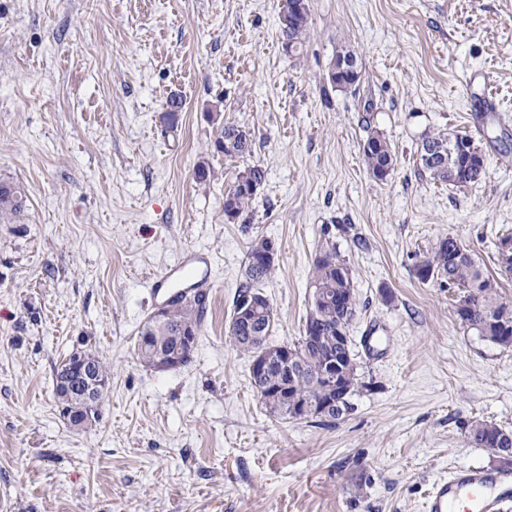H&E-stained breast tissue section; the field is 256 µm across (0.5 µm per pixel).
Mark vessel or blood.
<instances>
[{
	"mask_svg": "<svg viewBox=\"0 0 512 512\" xmlns=\"http://www.w3.org/2000/svg\"><path fill=\"white\" fill-rule=\"evenodd\" d=\"M512 499V471L463 468L436 481L425 512H501Z\"/></svg>",
	"mask_w": 512,
	"mask_h": 512,
	"instance_id": "obj_1",
	"label": "vessel or blood"
}]
</instances>
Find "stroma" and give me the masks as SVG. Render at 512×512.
<instances>
[{
    "label": "stroma",
    "mask_w": 512,
    "mask_h": 512,
    "mask_svg": "<svg viewBox=\"0 0 512 512\" xmlns=\"http://www.w3.org/2000/svg\"><path fill=\"white\" fill-rule=\"evenodd\" d=\"M282 7L0 0V179L28 191L0 223V512H422L449 471L496 468L464 425L512 431V348L463 326L414 266L451 235L512 298L497 264L512 236V0H309L296 55ZM345 48L362 76L339 88L328 72ZM489 93L497 111L476 117ZM225 123L250 132V155L217 149ZM437 131L481 146V181L430 179L419 152ZM376 132L396 158L382 181L362 156ZM254 165L265 181L227 220L224 196ZM258 238L277 251L260 284L273 345L302 335L319 254L334 244L350 264L366 387L342 419L271 415L228 335ZM189 255L210 275L199 344L157 372L140 330L197 281H153ZM80 351L110 369L84 430L54 394ZM308 18L309 9L305 11V14H300L297 17L288 19V15L285 16V22L282 23L279 19V30L282 39V44L287 42L288 53H298L305 41L307 30H308ZM292 51H289V48Z\"/></svg>",
    "instance_id": "stroma-1"
}]
</instances>
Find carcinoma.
<instances>
[{
  "mask_svg": "<svg viewBox=\"0 0 512 512\" xmlns=\"http://www.w3.org/2000/svg\"><path fill=\"white\" fill-rule=\"evenodd\" d=\"M309 14L285 19L279 23L280 36L297 53L303 46L308 30ZM233 140L232 148H224V157L242 158L251 152L250 135L234 124L220 128L218 143ZM373 146L362 149L367 169L378 179L381 172L394 163L390 142L381 134L368 137ZM448 143V134L436 132L425 137L421 144L419 163L430 178L436 182L465 187L481 181L485 174V158L478 146H473V158L449 155L424 157L426 147L431 144ZM254 195L244 193L234 185L224 198V209L232 208L242 213ZM27 191L13 182H0V217L17 216L27 207ZM272 246L267 239H257L247 256L246 278L240 285L234 301L233 315L228 328L234 345L251 355L255 354L260 341L269 338L274 322V311L268 299L261 293L259 284L274 270V265L257 263L261 254ZM417 278L422 282L440 280L452 283L456 313L461 323L476 331L482 338L501 347H512V300L501 296L494 278L484 272L473 254L453 236L441 240L430 254L421 257L415 264ZM315 292L327 295L325 300L312 299L304 333L291 348L301 359V365L293 373H283L280 365H272L268 372L251 379L261 403L269 412L288 420L294 403L305 399H318L324 393L322 372L325 364L341 358L346 350L339 338V329L349 330L356 313L357 302L351 280L350 267L345 258L331 246L316 259L313 269ZM247 295L261 301V315L255 319L243 313L239 303ZM204 306L201 302L186 304L183 298L172 300L160 320L148 318L141 335L152 337L149 347L168 355L179 352L192 359L193 351L180 342L181 332L201 333ZM343 389L347 398L367 387L352 369L343 377ZM501 427L482 419H473L464 425V435L469 444L491 452L500 447Z\"/></svg>",
  "mask_w": 512,
  "mask_h": 512,
  "instance_id": "carcinoma-1",
  "label": "carcinoma"
}]
</instances>
